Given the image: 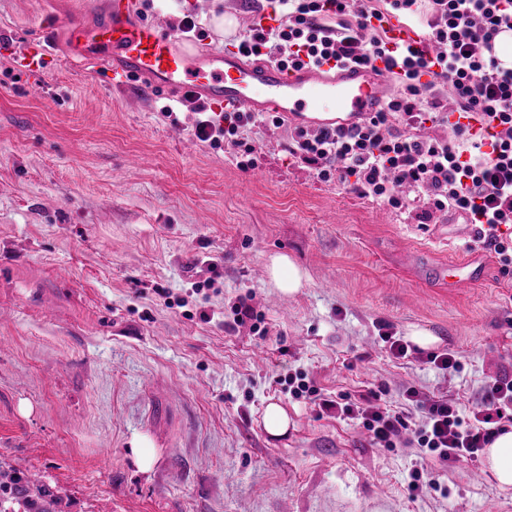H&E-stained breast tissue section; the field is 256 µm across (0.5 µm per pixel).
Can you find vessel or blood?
<instances>
[{
	"label": "vessel or blood",
	"instance_id": "b4317fda",
	"mask_svg": "<svg viewBox=\"0 0 512 512\" xmlns=\"http://www.w3.org/2000/svg\"><path fill=\"white\" fill-rule=\"evenodd\" d=\"M388 35L395 49L420 42L417 31L404 24L389 25ZM68 61L81 74L89 62L105 61L112 66L117 86L142 78L174 96L198 93L218 111L240 108L288 118L308 112L315 129L350 125L386 102V80L373 68L339 69L329 63L289 72L248 59L231 44L221 53H207L197 39L165 33L136 19L133 0H107L98 23L73 24ZM488 265L487 257L475 255L424 265L419 276L453 291L482 285Z\"/></svg>",
	"mask_w": 512,
	"mask_h": 512
}]
</instances>
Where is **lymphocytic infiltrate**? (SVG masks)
I'll use <instances>...</instances> for the list:
<instances>
[{
	"label": "lymphocytic infiltrate",
	"mask_w": 512,
	"mask_h": 512,
	"mask_svg": "<svg viewBox=\"0 0 512 512\" xmlns=\"http://www.w3.org/2000/svg\"><path fill=\"white\" fill-rule=\"evenodd\" d=\"M267 2L271 23L244 31L237 41L242 52L288 69L380 61L399 83L381 111L349 127L289 129V155L322 182L396 211H417L420 223L457 216L473 226L475 244L496 254L502 272H512V236L501 232L512 227V68L493 53L496 36L512 30V0ZM421 8L428 16L422 48L390 51L385 21ZM185 101L196 138L231 150L244 170L256 166L249 132L284 124L269 112L218 113L201 97ZM288 390L337 418L359 421L378 447L414 449L419 463L407 483L414 495L434 485L429 463L444 468L476 458L512 423V379L504 377L469 417L448 398H427L413 386L402 393L404 411L381 405L374 391L358 401L318 399L301 371L289 376Z\"/></svg>",
	"instance_id": "obj_1"
}]
</instances>
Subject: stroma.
I'll return each mask as SVG.
<instances>
[{
  "instance_id": "35a3bbf8",
  "label": "stroma",
  "mask_w": 512,
  "mask_h": 512,
  "mask_svg": "<svg viewBox=\"0 0 512 512\" xmlns=\"http://www.w3.org/2000/svg\"><path fill=\"white\" fill-rule=\"evenodd\" d=\"M138 19L176 31L192 15L223 49L222 14L249 26L265 0H134ZM95 0H0V461L56 485L66 512H512L482 458L436 470L413 499L408 448L373 445L350 421L318 414L283 380L301 371L320 395L376 386L404 408V387L480 409L512 374V273L455 291L422 283L414 255L472 254L473 228L418 223L319 181L286 151L288 130L256 129L257 166L193 142L194 120L161 109L147 81L116 89L108 66L66 59L71 16ZM60 20L39 93L24 65ZM307 272L297 294L268 281L270 255ZM209 289L193 293L196 282ZM251 295L266 336L230 332ZM431 331L459 355L442 374L391 358L375 325ZM295 426L267 434L269 403ZM148 439L151 470L132 446Z\"/></svg>"
}]
</instances>
